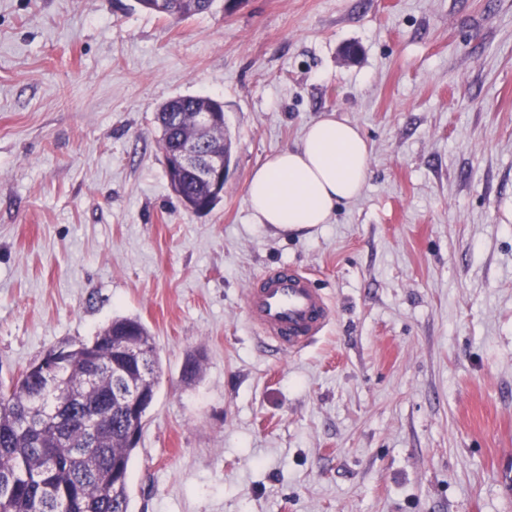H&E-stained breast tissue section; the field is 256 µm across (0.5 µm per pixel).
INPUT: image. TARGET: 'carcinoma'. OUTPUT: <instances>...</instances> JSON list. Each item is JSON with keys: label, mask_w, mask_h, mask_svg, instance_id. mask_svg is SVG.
Masks as SVG:
<instances>
[{"label": "carcinoma", "mask_w": 512, "mask_h": 512, "mask_svg": "<svg viewBox=\"0 0 512 512\" xmlns=\"http://www.w3.org/2000/svg\"><path fill=\"white\" fill-rule=\"evenodd\" d=\"M215 0H168L169 16L180 20L210 10ZM218 113L223 103L205 97H177L156 113L162 153L196 139L195 113ZM180 202H210L205 183L190 173L166 169ZM132 334L142 345L144 366L158 385L159 358L149 330L133 318H116L91 341L69 347L53 383L72 390L88 382L87 359L100 362L99 383L85 402L59 407L48 382L24 370L9 387L0 386V512H130L128 476L134 447L127 440L126 413L115 390L127 380L112 373V337ZM58 424H46L52 415Z\"/></svg>", "instance_id": "cac0c4a2"}]
</instances>
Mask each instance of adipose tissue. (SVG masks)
<instances>
[{
	"mask_svg": "<svg viewBox=\"0 0 512 512\" xmlns=\"http://www.w3.org/2000/svg\"><path fill=\"white\" fill-rule=\"evenodd\" d=\"M370 147L360 129L329 113L310 122L298 144L268 156L253 171L247 198L255 223L298 232L329 223L361 194Z\"/></svg>",
	"mask_w": 512,
	"mask_h": 512,
	"instance_id": "ef3b65f1",
	"label": "adipose tissue"
}]
</instances>
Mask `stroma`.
Instances as JSON below:
<instances>
[{
	"label": "stroma",
	"mask_w": 512,
	"mask_h": 512,
	"mask_svg": "<svg viewBox=\"0 0 512 512\" xmlns=\"http://www.w3.org/2000/svg\"><path fill=\"white\" fill-rule=\"evenodd\" d=\"M178 96L224 104L206 213L158 146ZM326 112L360 198L254 223L252 170ZM281 264L335 311L285 355L244 302ZM117 317L161 361L131 512H512V0H0V381ZM142 8L163 17L178 18L182 20L210 10L215 0H171L166 5L170 8L169 14L165 15L157 10L158 2L156 0H137ZM165 168L172 192L184 207L189 209L186 206V200L199 206H205L210 202L211 194L201 179L194 177L190 173L173 172L172 169L167 167L166 162Z\"/></svg>",
	"instance_id": "1"
}]
</instances>
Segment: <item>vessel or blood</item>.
<instances>
[{"instance_id": "vessel-or-blood-1", "label": "vessel or blood", "mask_w": 512, "mask_h": 512, "mask_svg": "<svg viewBox=\"0 0 512 512\" xmlns=\"http://www.w3.org/2000/svg\"><path fill=\"white\" fill-rule=\"evenodd\" d=\"M246 308L261 341L280 354L304 348L332 320L328 297L306 271L291 265L262 273L247 290Z\"/></svg>"}]
</instances>
